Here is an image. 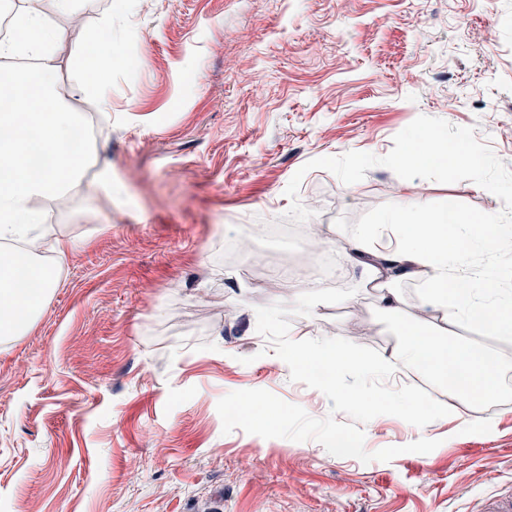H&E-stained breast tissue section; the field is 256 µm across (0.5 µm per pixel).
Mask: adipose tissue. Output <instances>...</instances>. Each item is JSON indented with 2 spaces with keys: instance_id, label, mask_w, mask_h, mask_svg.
<instances>
[{
  "instance_id": "obj_1",
  "label": "adipose tissue",
  "mask_w": 512,
  "mask_h": 512,
  "mask_svg": "<svg viewBox=\"0 0 512 512\" xmlns=\"http://www.w3.org/2000/svg\"><path fill=\"white\" fill-rule=\"evenodd\" d=\"M20 2L13 23L23 30L24 39L0 40V162L12 170L8 181H0V242H28L61 256L74 248L75 241L43 234L47 204L77 196L92 169L105 195L123 190L113 182L112 167L100 160L96 145L87 144L76 153L71 143L73 129L85 120L72 98L78 95L97 109L107 108L104 81L88 82L84 76H101L111 69L112 59L107 53L97 54L92 63L83 65L84 76L76 80L73 91L61 90V34L51 19L65 17L75 39L90 38V31L81 26L84 0ZM21 100L28 103L23 112L16 108ZM511 232L512 218L503 215L477 218L458 208H430L406 199L380 223L353 230L346 256L347 261L366 265L367 286L380 312L399 321L398 342L391 353L367 365L354 347L302 337L292 344V358L323 366L325 373L318 379L322 386L356 368L373 376L411 369L442 384L449 370H456L461 384L449 389L444 404L419 405L402 388L389 392L384 408L402 413L414 425L447 417L449 410L470 405L476 398H501L512 354L497 351L490 343L512 342V286L496 279L490 266L476 256L495 254ZM12 274L0 259L1 340L26 335L57 286L50 276L36 293L19 297L4 286ZM404 279L419 281L421 287L419 313L412 317L406 316L399 292ZM468 326L480 328L486 344L461 336V329Z\"/></svg>"
}]
</instances>
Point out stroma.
Masks as SVG:
<instances>
[{"instance_id":"1","label":"stroma","mask_w":512,"mask_h":512,"mask_svg":"<svg viewBox=\"0 0 512 512\" xmlns=\"http://www.w3.org/2000/svg\"><path fill=\"white\" fill-rule=\"evenodd\" d=\"M112 13L110 110L98 144L122 195L88 180L51 205L48 227L77 245L36 325L0 342V512H487L512 499V399L428 424V454L364 463L315 440L223 433L218 401L265 389L331 415L291 381L256 330L280 292L224 260L242 225L281 220L293 201L337 253L355 226L404 198L502 201L464 180H403L377 166L353 185L325 170L285 189L311 159L388 154L417 116L471 127L512 169V0H87ZM324 303L291 333L348 341L353 310L374 331L363 359L391 351L396 318L338 261ZM352 296L355 307L339 305ZM373 452L416 440L381 415Z\"/></svg>"}]
</instances>
